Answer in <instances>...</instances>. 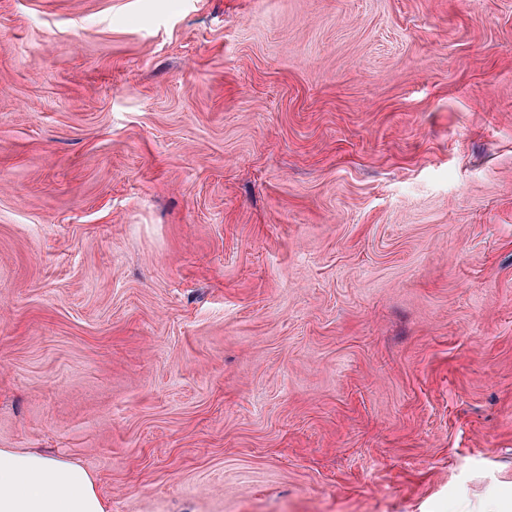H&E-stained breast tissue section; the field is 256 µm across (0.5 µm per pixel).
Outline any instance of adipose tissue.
Returning <instances> with one entry per match:
<instances>
[{
  "mask_svg": "<svg viewBox=\"0 0 512 512\" xmlns=\"http://www.w3.org/2000/svg\"><path fill=\"white\" fill-rule=\"evenodd\" d=\"M0 512H110L80 464L0 448Z\"/></svg>",
  "mask_w": 512,
  "mask_h": 512,
  "instance_id": "ef3b65f1",
  "label": "adipose tissue"
}]
</instances>
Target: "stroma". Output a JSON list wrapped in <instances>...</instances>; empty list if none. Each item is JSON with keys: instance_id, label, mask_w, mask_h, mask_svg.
I'll use <instances>...</instances> for the list:
<instances>
[{"instance_id": "35a3bbf8", "label": "stroma", "mask_w": 512, "mask_h": 512, "mask_svg": "<svg viewBox=\"0 0 512 512\" xmlns=\"http://www.w3.org/2000/svg\"><path fill=\"white\" fill-rule=\"evenodd\" d=\"M0 448L512 512V0H0Z\"/></svg>"}]
</instances>
